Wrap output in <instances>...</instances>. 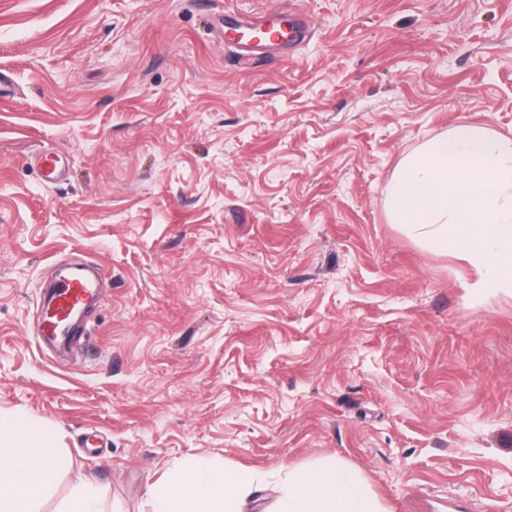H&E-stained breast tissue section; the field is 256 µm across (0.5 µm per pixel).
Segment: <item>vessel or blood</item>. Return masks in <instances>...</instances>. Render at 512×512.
Returning a JSON list of instances; mask_svg holds the SVG:
<instances>
[{"mask_svg":"<svg viewBox=\"0 0 512 512\" xmlns=\"http://www.w3.org/2000/svg\"><path fill=\"white\" fill-rule=\"evenodd\" d=\"M250 30L259 37L244 45V52L284 51L289 44L305 40L311 30L305 22L289 21L287 14H262L248 19ZM104 269L97 263L75 260L57 267L44 284L40 298L41 318L37 326L40 348L51 351L57 360L69 355L78 332L86 330V315L100 300V280Z\"/></svg>","mask_w":512,"mask_h":512,"instance_id":"obj_1","label":"vessel or blood"}]
</instances>
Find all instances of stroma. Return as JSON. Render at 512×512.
<instances>
[{
    "label": "stroma",
    "instance_id": "35a3bbf8",
    "mask_svg": "<svg viewBox=\"0 0 512 512\" xmlns=\"http://www.w3.org/2000/svg\"><path fill=\"white\" fill-rule=\"evenodd\" d=\"M275 11L311 40L241 59ZM0 72V410L75 462L41 512L82 476L149 512L189 456L331 459L386 512H512V294L473 300L474 269L388 206L429 139L512 137V0H0ZM76 255L111 284L60 363L40 290Z\"/></svg>",
    "mask_w": 512,
    "mask_h": 512
}]
</instances>
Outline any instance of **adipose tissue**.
Returning <instances> with one entry per match:
<instances>
[{
  "label": "adipose tissue",
  "mask_w": 512,
  "mask_h": 512,
  "mask_svg": "<svg viewBox=\"0 0 512 512\" xmlns=\"http://www.w3.org/2000/svg\"><path fill=\"white\" fill-rule=\"evenodd\" d=\"M60 441L53 426L28 428L0 412V512H40L57 474L72 465ZM270 480L278 492L274 512H385L367 482L333 460L271 477L199 457L180 461L151 485V512H245Z\"/></svg>",
  "instance_id": "ef3b65f1"
}]
</instances>
